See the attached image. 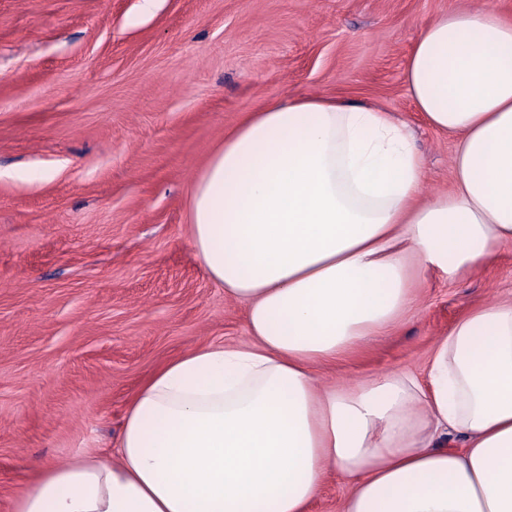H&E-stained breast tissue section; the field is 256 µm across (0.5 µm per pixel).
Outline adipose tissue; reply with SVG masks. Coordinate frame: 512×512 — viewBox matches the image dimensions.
I'll list each match as a JSON object with an SVG mask.
<instances>
[{"instance_id": "1", "label": "adipose tissue", "mask_w": 512, "mask_h": 512, "mask_svg": "<svg viewBox=\"0 0 512 512\" xmlns=\"http://www.w3.org/2000/svg\"><path fill=\"white\" fill-rule=\"evenodd\" d=\"M403 80L455 139L448 193L376 106L300 97L248 113L196 179L195 253L248 304L249 341L167 361L104 457L41 469L13 512H512V298L479 304L421 372L324 386L333 364L512 245V21L485 4L422 30ZM456 438L460 448L448 447ZM348 486L335 475L327 476L318 497L312 502L310 512H341Z\"/></svg>"}]
</instances>
